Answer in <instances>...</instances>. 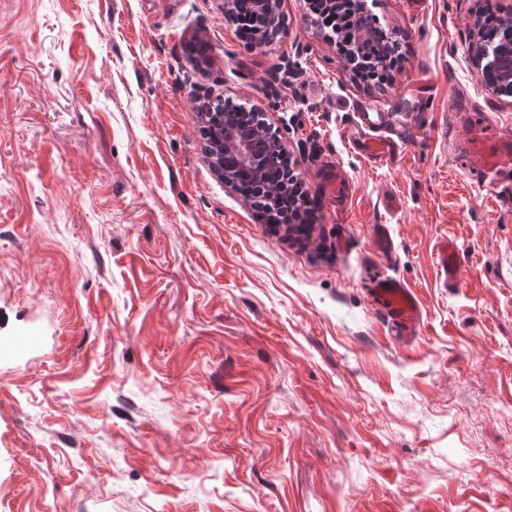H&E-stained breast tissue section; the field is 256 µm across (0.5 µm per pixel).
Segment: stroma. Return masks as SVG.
Wrapping results in <instances>:
<instances>
[{"instance_id":"1","label":"stroma","mask_w":512,"mask_h":512,"mask_svg":"<svg viewBox=\"0 0 512 512\" xmlns=\"http://www.w3.org/2000/svg\"><path fill=\"white\" fill-rule=\"evenodd\" d=\"M483 6L368 0L402 65L367 85L304 0L263 48L224 0H0V512H512V204L461 157L476 107L512 141ZM206 98L269 113L310 238L213 172ZM363 112L403 127L384 162ZM377 266L419 298L411 344ZM364 118L365 121L362 122V131L364 135H367L365 127L371 131L372 129H375L383 124V118L378 113L373 115L364 114ZM363 134L362 132L358 131V137H355V148L358 149L361 154L366 155L368 158L373 159L374 161H383L391 152L392 142L387 137H374L371 135V137H364ZM368 299L379 315L403 342L418 333L421 310L415 292L404 281L391 275H379L369 282Z\"/></svg>"}]
</instances>
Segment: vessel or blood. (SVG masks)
I'll return each instance as SVG.
<instances>
[{
	"label": "vessel or blood",
	"mask_w": 512,
	"mask_h": 512,
	"mask_svg": "<svg viewBox=\"0 0 512 512\" xmlns=\"http://www.w3.org/2000/svg\"><path fill=\"white\" fill-rule=\"evenodd\" d=\"M466 165L476 179L484 180L497 172L512 168V144L499 141L496 135L497 116L492 112L470 114ZM356 147L368 158L384 160L392 149L388 138L360 136ZM368 299L379 315L403 342H411L418 333L421 310L418 299L404 281L391 275H379L368 284Z\"/></svg>",
	"instance_id": "vessel-or-blood-1"
}]
</instances>
